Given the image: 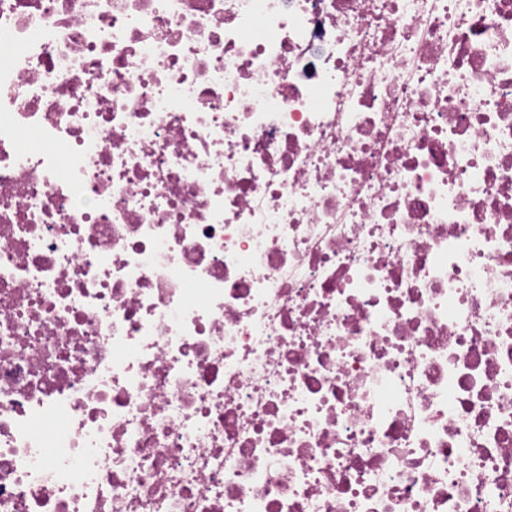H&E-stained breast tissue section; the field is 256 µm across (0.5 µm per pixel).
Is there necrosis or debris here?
Wrapping results in <instances>:
<instances>
[{"label": "necrosis or debris", "mask_w": 512, "mask_h": 512, "mask_svg": "<svg viewBox=\"0 0 512 512\" xmlns=\"http://www.w3.org/2000/svg\"><path fill=\"white\" fill-rule=\"evenodd\" d=\"M0 47V512H512V0Z\"/></svg>", "instance_id": "4bbe7bcc"}]
</instances>
